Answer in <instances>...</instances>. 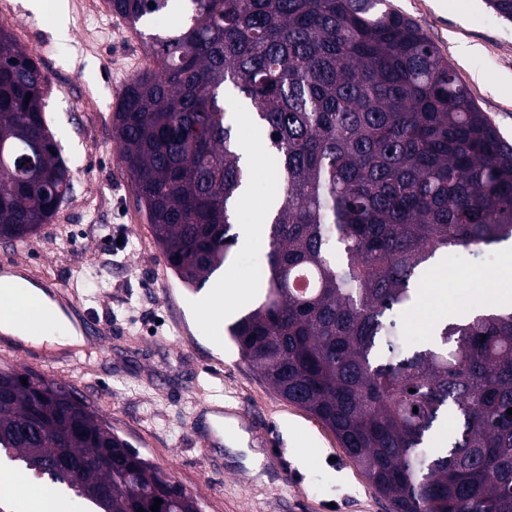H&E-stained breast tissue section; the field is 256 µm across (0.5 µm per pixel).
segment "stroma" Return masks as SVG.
Returning a JSON list of instances; mask_svg holds the SVG:
<instances>
[{"label":"stroma","mask_w":512,"mask_h":512,"mask_svg":"<svg viewBox=\"0 0 512 512\" xmlns=\"http://www.w3.org/2000/svg\"><path fill=\"white\" fill-rule=\"evenodd\" d=\"M15 38L45 46V117L67 162L73 190L51 223L25 240L18 257L74 286L84 306L111 325L110 336L82 346L28 347L0 354V368L36 373L72 386L140 453L197 495L205 512H390L316 418L283 400L239 355L227 328L242 313L229 298L254 288L265 248L234 246L226 262L234 280L216 273L201 289L169 269L119 160L112 115L126 83L144 71L142 42L120 17L90 0H66V36L56 32L54 0L34 13L11 0ZM416 22L447 59L507 141L512 142V21L486 0H390ZM476 46L464 57L461 45ZM277 160L258 145L250 184L237 206L249 224L264 223ZM501 245L448 252L455 275L448 307L462 321L478 296L499 287ZM184 334H176V326ZM218 361L214 375L203 367ZM224 404L234 426L222 447L202 444L206 406ZM288 470L283 483L279 469Z\"/></svg>","instance_id":"obj_1"}]
</instances>
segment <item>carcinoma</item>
Wrapping results in <instances>:
<instances>
[{
	"instance_id": "carcinoma-1",
	"label": "carcinoma",
	"mask_w": 512,
	"mask_h": 512,
	"mask_svg": "<svg viewBox=\"0 0 512 512\" xmlns=\"http://www.w3.org/2000/svg\"><path fill=\"white\" fill-rule=\"evenodd\" d=\"M187 2L177 33L144 42L155 66L112 116L170 269L200 288L238 240L247 172L221 100L230 85L279 159L262 292L230 340L393 512H512V310L444 323L424 348L403 346L390 319L437 255L512 239V144L388 0ZM110 3L137 30L169 0ZM42 83L0 26L1 240L51 223L70 190ZM0 389V452L91 512H151L157 498L159 512H201L70 387L1 369ZM450 417L453 437L429 447ZM62 449L74 469H53Z\"/></svg>"
}]
</instances>
